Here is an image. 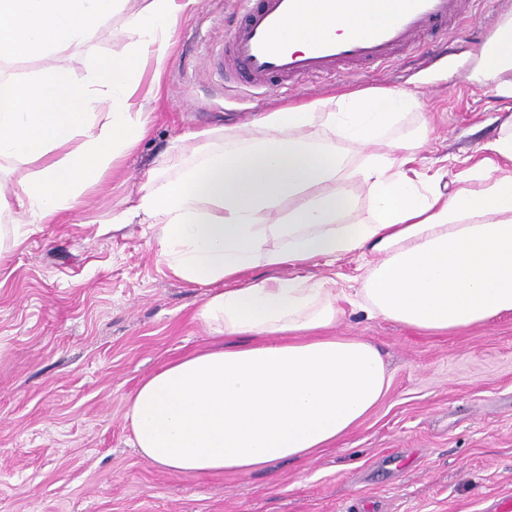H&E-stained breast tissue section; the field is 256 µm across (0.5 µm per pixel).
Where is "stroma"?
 <instances>
[{"label":"stroma","instance_id":"obj_1","mask_svg":"<svg viewBox=\"0 0 512 512\" xmlns=\"http://www.w3.org/2000/svg\"><path fill=\"white\" fill-rule=\"evenodd\" d=\"M472 8L479 22L418 51L447 46V64L394 61L256 96L225 86L218 67L241 21L233 0H196L185 11L165 67L143 71L142 88L161 86L147 136L79 209L34 227L0 270V512H336L342 501L359 512H494L512 492V312L445 336L350 314L337 333L374 344L391 387L347 437L263 470L175 475L131 448L125 400L173 358L216 345L193 318L206 291L170 273L148 225L103 228L148 177L175 178L164 157L179 137L244 131L262 113L358 89L415 94L418 109L394 135L427 123L413 167L450 181L512 114L495 83L471 80L484 50L477 35L511 21L512 0ZM107 26L55 65L85 82L93 58L125 50L121 16Z\"/></svg>","mask_w":512,"mask_h":512}]
</instances>
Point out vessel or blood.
<instances>
[{
    "label": "vessel or blood",
    "instance_id": "1",
    "mask_svg": "<svg viewBox=\"0 0 512 512\" xmlns=\"http://www.w3.org/2000/svg\"><path fill=\"white\" fill-rule=\"evenodd\" d=\"M307 0H237L243 22L224 42V73L265 91H294L298 81L355 74L401 58L466 17L471 0H403L393 19L347 35L320 36L309 51H293L277 34Z\"/></svg>",
    "mask_w": 512,
    "mask_h": 512
}]
</instances>
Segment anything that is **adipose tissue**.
<instances>
[{"instance_id": "1", "label": "adipose tissue", "mask_w": 512, "mask_h": 512, "mask_svg": "<svg viewBox=\"0 0 512 512\" xmlns=\"http://www.w3.org/2000/svg\"><path fill=\"white\" fill-rule=\"evenodd\" d=\"M0 0V61L48 58L124 17L126 49L96 58L87 83L44 68L30 82L0 73V263L32 224L78 208L113 163L149 131L140 75L163 64L170 36L195 0ZM363 12H322L287 23L289 49L316 34L386 22L399 0H362ZM512 22L492 35L474 72L512 97ZM418 105L399 89L354 90L265 114L248 135L207 131L172 179L149 178L116 224L149 225L169 271L207 288L194 318L227 346L167 363L128 396L131 445L170 473L251 472L310 457L346 437L379 403L390 377L379 350L334 328L347 309L407 328L461 332L512 312V119L447 193L408 169L428 134L386 141ZM385 140L358 170L370 216L352 221L347 146ZM30 176L12 180L22 166ZM355 258L368 268L355 295L302 269ZM260 268L286 277L258 278Z\"/></svg>"}]
</instances>
